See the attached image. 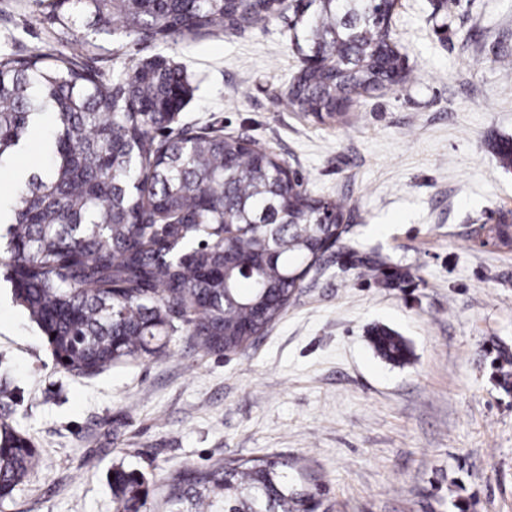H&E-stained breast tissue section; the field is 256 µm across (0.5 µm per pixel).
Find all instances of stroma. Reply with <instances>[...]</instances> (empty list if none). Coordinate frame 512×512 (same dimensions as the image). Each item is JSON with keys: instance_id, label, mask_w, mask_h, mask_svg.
I'll list each match as a JSON object with an SVG mask.
<instances>
[{"instance_id": "obj_1", "label": "stroma", "mask_w": 512, "mask_h": 512, "mask_svg": "<svg viewBox=\"0 0 512 512\" xmlns=\"http://www.w3.org/2000/svg\"><path fill=\"white\" fill-rule=\"evenodd\" d=\"M33 0H0V53L45 40ZM431 0H398L391 29L410 65L395 89L353 98L340 121L281 94L299 66L286 19L192 44L128 42L98 61L175 59L191 76L182 125L208 124L273 150L306 189L344 205L345 232L286 311L237 353L178 333L167 355L77 379L55 368L0 265V421L30 436L37 474L5 512H115L124 464L163 488L179 472L239 458L306 467L316 512H512V0H449L439 38ZM369 260L400 273L383 286ZM386 327L411 349L389 363ZM370 343L378 356L389 362L404 363L409 358L407 341L395 331L376 328L370 336Z\"/></svg>"}]
</instances>
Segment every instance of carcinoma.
<instances>
[{"label":"carcinoma","instance_id":"cac0c4a2","mask_svg":"<svg viewBox=\"0 0 512 512\" xmlns=\"http://www.w3.org/2000/svg\"><path fill=\"white\" fill-rule=\"evenodd\" d=\"M45 46L0 53V169L53 116L45 174L19 180L0 202L4 261L14 299L42 331L55 365L75 377L120 362L162 357L184 328L207 353L236 352L278 319L325 249L344 233L343 206L311 195L285 162L241 136L174 125L193 94L186 68L166 57L106 80L84 59L108 51L95 35L189 42L277 19L286 0H35ZM384 0H299L300 65L288 102L337 118L352 96L409 78L393 63ZM73 46L70 55L56 46ZM512 169V138L493 145ZM230 254H224V240ZM381 358L404 363L403 336L375 329ZM32 440L0 422V508L35 472ZM115 512H147L144 473L119 464ZM308 480L288 463L231 460L167 485L162 512H308Z\"/></svg>","mask_w":512,"mask_h":512}]
</instances>
